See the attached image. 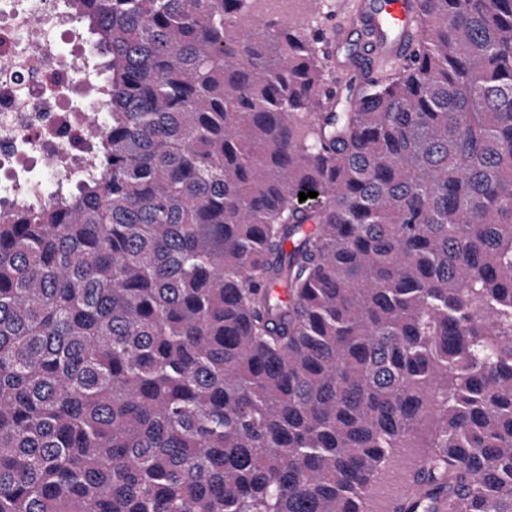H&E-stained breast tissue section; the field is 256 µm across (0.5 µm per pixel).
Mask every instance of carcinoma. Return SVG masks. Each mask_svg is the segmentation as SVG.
<instances>
[{
  "mask_svg": "<svg viewBox=\"0 0 512 512\" xmlns=\"http://www.w3.org/2000/svg\"><path fill=\"white\" fill-rule=\"evenodd\" d=\"M250 2L66 0L99 167L0 212V512H512V0L340 111Z\"/></svg>",
  "mask_w": 512,
  "mask_h": 512,
  "instance_id": "cac0c4a2",
  "label": "carcinoma"
}]
</instances>
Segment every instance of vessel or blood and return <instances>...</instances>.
<instances>
[{"label":"vessel or blood","instance_id":"vessel-or-blood-1","mask_svg":"<svg viewBox=\"0 0 512 512\" xmlns=\"http://www.w3.org/2000/svg\"><path fill=\"white\" fill-rule=\"evenodd\" d=\"M416 0H361L357 22L372 32L377 49L387 56H407L413 51Z\"/></svg>","mask_w":512,"mask_h":512}]
</instances>
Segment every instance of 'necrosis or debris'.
Segmentation results:
<instances>
[{
  "mask_svg": "<svg viewBox=\"0 0 512 512\" xmlns=\"http://www.w3.org/2000/svg\"><path fill=\"white\" fill-rule=\"evenodd\" d=\"M82 29L65 0H0V207L97 166Z\"/></svg>",
  "mask_w": 512,
  "mask_h": 512,
  "instance_id": "1",
  "label": "necrosis or debris"
}]
</instances>
